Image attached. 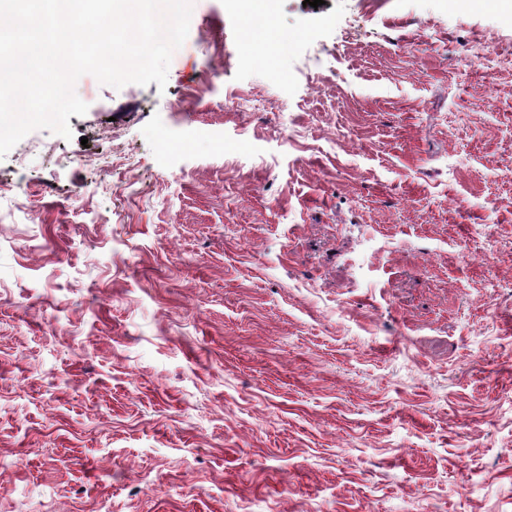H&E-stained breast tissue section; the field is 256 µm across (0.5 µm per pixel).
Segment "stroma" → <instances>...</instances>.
<instances>
[{
	"mask_svg": "<svg viewBox=\"0 0 512 512\" xmlns=\"http://www.w3.org/2000/svg\"><path fill=\"white\" fill-rule=\"evenodd\" d=\"M244 12L0 159V512H512V21Z\"/></svg>",
	"mask_w": 512,
	"mask_h": 512,
	"instance_id": "1",
	"label": "stroma"
}]
</instances>
